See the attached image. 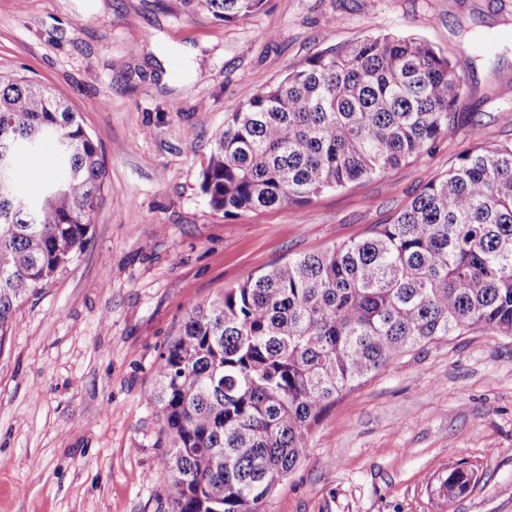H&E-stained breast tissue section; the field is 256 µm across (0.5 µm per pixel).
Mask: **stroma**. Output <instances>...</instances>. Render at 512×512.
<instances>
[{
	"instance_id": "stroma-1",
	"label": "stroma",
	"mask_w": 512,
	"mask_h": 512,
	"mask_svg": "<svg viewBox=\"0 0 512 512\" xmlns=\"http://www.w3.org/2000/svg\"><path fill=\"white\" fill-rule=\"evenodd\" d=\"M166 0H0V72L67 92L105 164L90 240L0 349V512H166L154 363L188 299L386 224L462 151L511 144L512 0H265L233 23ZM426 41L465 76L428 153L298 208L214 210L202 168L231 112L366 36ZM477 483L438 492L458 464ZM262 512H512V337L415 347L315 427Z\"/></svg>"
}]
</instances>
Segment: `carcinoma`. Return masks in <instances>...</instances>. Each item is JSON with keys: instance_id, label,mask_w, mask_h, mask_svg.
<instances>
[{"instance_id": "1", "label": "carcinoma", "mask_w": 512, "mask_h": 512, "mask_svg": "<svg viewBox=\"0 0 512 512\" xmlns=\"http://www.w3.org/2000/svg\"><path fill=\"white\" fill-rule=\"evenodd\" d=\"M264 0H169L232 23ZM461 69L393 34L314 55L231 113L201 190L226 216L302 207L414 159L448 136ZM54 144L33 197L22 158ZM0 349L14 313L89 241L103 187L98 146L62 93L0 74ZM482 329L512 336V144L459 154L389 224L187 304L148 395L169 479L167 512H261L311 430L346 393L412 348ZM474 471L440 481L452 500Z\"/></svg>"}]
</instances>
